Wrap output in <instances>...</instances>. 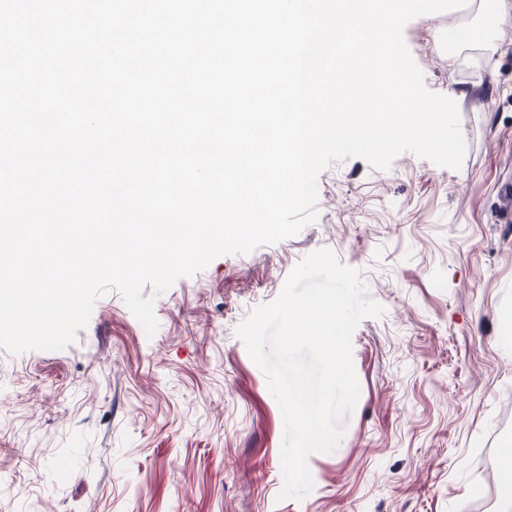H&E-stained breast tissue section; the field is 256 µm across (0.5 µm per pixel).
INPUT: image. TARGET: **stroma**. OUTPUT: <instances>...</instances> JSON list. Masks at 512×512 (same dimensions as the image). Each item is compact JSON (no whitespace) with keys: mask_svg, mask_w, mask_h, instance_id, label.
Here are the masks:
<instances>
[{"mask_svg":"<svg viewBox=\"0 0 512 512\" xmlns=\"http://www.w3.org/2000/svg\"><path fill=\"white\" fill-rule=\"evenodd\" d=\"M406 45L455 92L460 169L410 152L318 177L316 220L225 254L155 299L147 334L119 291L68 348H0V512H503L512 444V22L494 0L421 16ZM360 272L381 317L352 337L360 385L313 489L281 498L283 420L238 326L319 249Z\"/></svg>","mask_w":512,"mask_h":512,"instance_id":"obj_1","label":"stroma"}]
</instances>
